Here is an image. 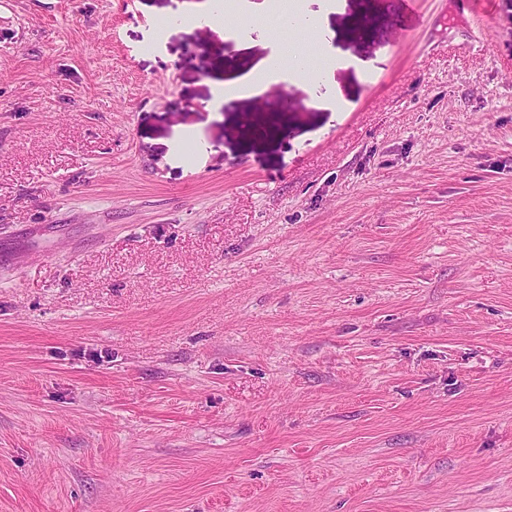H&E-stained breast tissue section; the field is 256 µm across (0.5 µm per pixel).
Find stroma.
Returning <instances> with one entry per match:
<instances>
[{"label": "stroma", "mask_w": 512, "mask_h": 512, "mask_svg": "<svg viewBox=\"0 0 512 512\" xmlns=\"http://www.w3.org/2000/svg\"><path fill=\"white\" fill-rule=\"evenodd\" d=\"M172 5L0 0V512H512V0L278 113Z\"/></svg>", "instance_id": "1"}]
</instances>
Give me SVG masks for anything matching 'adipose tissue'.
<instances>
[{
	"label": "adipose tissue",
	"mask_w": 512,
	"mask_h": 512,
	"mask_svg": "<svg viewBox=\"0 0 512 512\" xmlns=\"http://www.w3.org/2000/svg\"><path fill=\"white\" fill-rule=\"evenodd\" d=\"M218 2L195 0L194 4L177 7L157 22L162 30L173 23L191 27L227 26L239 43L251 42L258 36L272 44L271 54L254 70L215 86L212 111H223L235 100L260 94L269 84L280 81L316 92L320 108L333 112L342 109L343 104L334 91L332 72L344 62L345 56L341 47L335 45L328 25L329 14L341 8L342 0H299L294 15L301 21L300 36L287 44L279 36L280 25L275 20L271 0H238L230 16L219 11ZM314 51L322 60L321 66L311 63L310 54Z\"/></svg>",
	"instance_id": "obj_1"
}]
</instances>
